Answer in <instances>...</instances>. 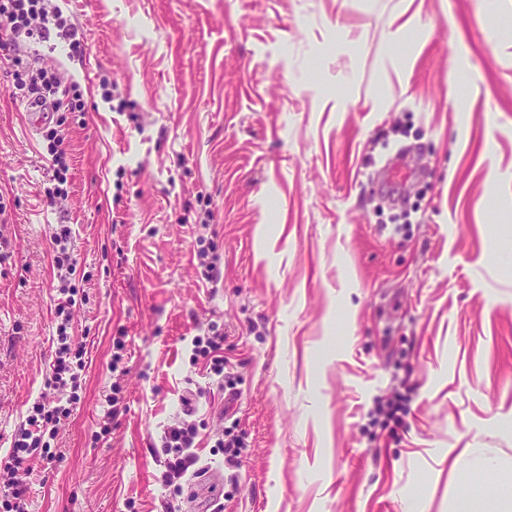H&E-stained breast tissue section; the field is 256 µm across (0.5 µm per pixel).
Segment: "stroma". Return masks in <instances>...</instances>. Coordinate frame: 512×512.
<instances>
[{"label": "stroma", "mask_w": 512, "mask_h": 512, "mask_svg": "<svg viewBox=\"0 0 512 512\" xmlns=\"http://www.w3.org/2000/svg\"><path fill=\"white\" fill-rule=\"evenodd\" d=\"M53 4L80 50L40 60L23 34L0 62V458L46 391L63 224L87 355L28 512H503L512 0ZM39 67L81 94L47 122L53 206L13 93ZM385 142L413 146L414 178H376ZM213 331L220 376L191 358ZM187 425L198 462L170 487L161 438ZM47 139L50 141V154L52 156L51 170L53 174L52 180L64 182L66 180L67 164L64 156V151L58 147L61 145L62 138L58 135L56 129H50L46 134Z\"/></svg>", "instance_id": "35a3bbf8"}]
</instances>
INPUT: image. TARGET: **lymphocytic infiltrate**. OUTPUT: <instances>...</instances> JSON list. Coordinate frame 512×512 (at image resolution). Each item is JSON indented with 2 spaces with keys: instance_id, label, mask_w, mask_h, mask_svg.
<instances>
[{
  "instance_id": "lymphocytic-infiltrate-1",
  "label": "lymphocytic infiltrate",
  "mask_w": 512,
  "mask_h": 512,
  "mask_svg": "<svg viewBox=\"0 0 512 512\" xmlns=\"http://www.w3.org/2000/svg\"><path fill=\"white\" fill-rule=\"evenodd\" d=\"M52 23L62 35H71V25L64 20L58 10L50 8L48 0H0V56L9 57L15 44L17 33L27 28L32 19ZM71 230L62 227L53 236V267L57 270L62 285L61 298L56 314L60 320L57 327L58 342L52 372L46 382L47 396L34 402L26 419V425L14 437L8 456L0 459V470L16 475L28 469L33 459H40L45 465H52L55 456L51 442L58 434L61 419L70 415L73 404L79 399L82 388L81 372L84 368L83 345L75 343L69 333L71 309L75 304V287L69 286L68 279L76 272L69 243ZM196 431L194 428H179L166 432L163 445L172 449L174 455L166 462L165 482L183 477L197 462L193 451Z\"/></svg>"
}]
</instances>
